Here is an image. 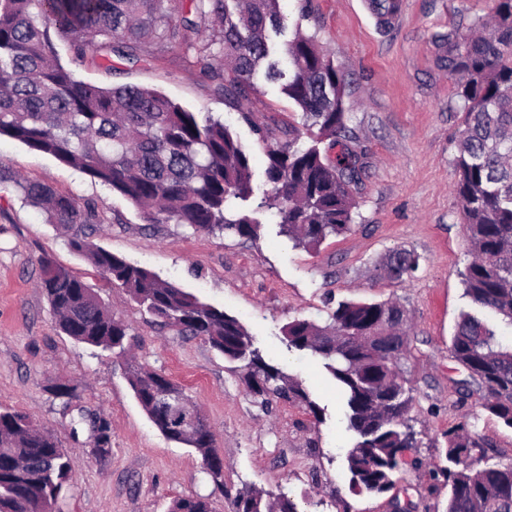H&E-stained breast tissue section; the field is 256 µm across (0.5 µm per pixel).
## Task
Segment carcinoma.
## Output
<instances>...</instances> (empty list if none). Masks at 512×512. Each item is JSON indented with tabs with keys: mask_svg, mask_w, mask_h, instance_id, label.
Instances as JSON below:
<instances>
[{
	"mask_svg": "<svg viewBox=\"0 0 512 512\" xmlns=\"http://www.w3.org/2000/svg\"><path fill=\"white\" fill-rule=\"evenodd\" d=\"M495 33L475 37L458 28L435 37L439 65L462 82L463 120L454 158V193L466 237L476 252L461 273L470 310L463 313L450 352L477 381L480 407L512 427V344H503L487 321L493 314L512 327V0H493ZM382 26L400 0H369ZM207 24L199 58L211 59L214 92L236 104L266 158L265 189L255 196L250 155L212 117L201 119L162 93L136 85L103 88L76 79L57 60L55 40L78 57L86 51L131 64L149 62L144 47H181L185 32ZM287 17L280 0H0V136L82 170L128 200L148 224H184L207 234L255 239L257 213L278 218L281 233L315 249L352 230L362 181L363 154L355 147L344 106L345 80L314 35L284 39ZM301 112V125L260 124L244 107L259 93V71ZM286 141H280V137ZM308 141H303V138ZM340 148L336 156L330 152ZM49 224L98 223L95 208L49 184L0 170ZM70 247L91 262L112 288L125 289L142 311L180 335L201 338L224 359L244 362L249 394L268 404H301L314 418L321 409L303 384L267 360L234 316L199 301L76 234ZM418 266L408 251L392 253L385 275L397 281ZM40 287L71 339L121 357L130 325L115 317L81 277L49 258L41 261ZM404 309L393 301L338 304L330 322L297 319L286 327L288 349L324 361L345 402L348 429L357 441L347 456L353 486L388 491L406 453L415 447L408 424L412 389L399 371L408 348ZM134 397L169 440L194 449L203 471L217 480L210 458V424L197 437L170 434L156 413V379L126 363ZM12 407L0 405V512H54L72 472L71 457L47 431ZM439 468L448 486L442 512H512V462L473 458L485 442L466 421L450 428ZM100 456L112 450L110 425L90 435ZM236 512H300L284 493L243 491ZM169 512H213L203 496L173 501Z\"/></svg>",
	"mask_w": 512,
	"mask_h": 512,
	"instance_id": "cac0c4a2",
	"label": "carcinoma"
}]
</instances>
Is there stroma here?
I'll return each instance as SVG.
<instances>
[{
  "label": "stroma",
  "instance_id": "1",
  "mask_svg": "<svg viewBox=\"0 0 512 512\" xmlns=\"http://www.w3.org/2000/svg\"><path fill=\"white\" fill-rule=\"evenodd\" d=\"M282 12L303 33L316 35L346 77L349 125L364 151L366 169L351 233L318 249L295 246L276 219L261 215L257 239L212 235L183 224H149L135 207L78 168L0 137V167L50 184L95 206L99 223L85 226L90 241L201 301L237 317L257 347L301 381L320 406V417L280 400L263 406L231 363L197 337L182 336L144 315L120 288L100 287L90 263L72 251L73 229L45 223L10 184L0 185V404L26 413L72 456L69 487L56 512H168L173 500L202 495L215 512H234L239 492L286 493L302 512H437L448 487L434 465L444 464L446 432L470 422L488 446L486 456L512 460V428L479 406L475 386L448 350L470 304L461 273L470 259L453 163L461 128L454 76L439 67L434 36L491 13V0H401V11L382 28L367 0H281ZM145 64L106 61L94 52L60 61L79 79L102 86L126 84L158 90L199 116H213L252 157L254 186L263 189L266 158L252 129L213 91L194 51L152 47ZM251 107L257 121L299 123L297 107L278 87L261 82ZM410 251L419 265L405 280L390 281L382 266L390 254ZM82 275L117 317L131 326L130 354L164 373L200 409L217 437L224 483L216 485L193 448L168 440L149 420L126 380L123 359L61 334L38 286L40 261ZM398 301L409 316V348L402 372L412 388L408 413L418 446L394 487L361 493L350 483L347 454L356 438L320 360L289 350L288 322L329 321L346 300ZM74 389L70 404L53 388ZM106 418L112 451L90 452L88 416Z\"/></svg>",
  "mask_w": 512,
  "mask_h": 512
}]
</instances>
